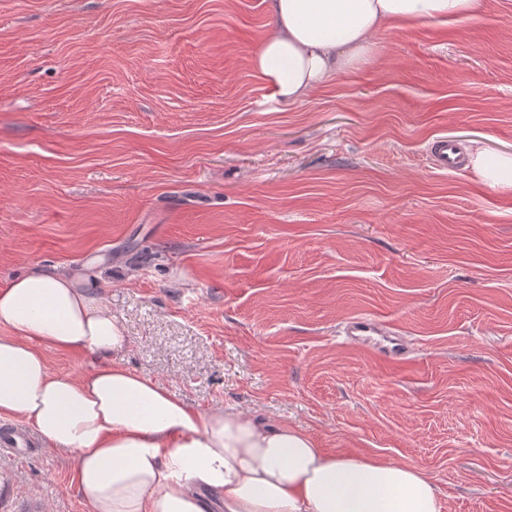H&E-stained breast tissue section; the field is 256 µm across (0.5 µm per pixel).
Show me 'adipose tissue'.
<instances>
[{"instance_id":"adipose-tissue-1","label":"adipose tissue","mask_w":512,"mask_h":512,"mask_svg":"<svg viewBox=\"0 0 512 512\" xmlns=\"http://www.w3.org/2000/svg\"><path fill=\"white\" fill-rule=\"evenodd\" d=\"M272 31L252 58L285 103L369 59L376 33L411 21L476 18L482 0H267ZM483 183L512 190V153L473 144ZM0 414L72 454L91 512H442L417 466L336 456L306 433L228 405L205 412L137 374L117 317L77 274L31 271L0 284ZM88 353L77 377L43 348Z\"/></svg>"}]
</instances>
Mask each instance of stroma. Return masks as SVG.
Wrapping results in <instances>:
<instances>
[{"mask_svg": "<svg viewBox=\"0 0 512 512\" xmlns=\"http://www.w3.org/2000/svg\"><path fill=\"white\" fill-rule=\"evenodd\" d=\"M270 30L266 0H0V283L83 274L191 407L512 512V192L426 153L512 152V0L384 30L293 104L252 68ZM357 315L411 362L338 336ZM73 470L34 432L0 455L41 512H89ZM430 159L435 168L443 172H463L468 167L457 143L447 137L438 138L431 144ZM338 333L340 336H345L360 344L374 343L375 352L389 362L405 361L411 353L410 344L404 336H400L373 316L360 315L344 321ZM374 336H386L389 345L376 346Z\"/></svg>", "mask_w": 512, "mask_h": 512, "instance_id": "stroma-1", "label": "stroma"}]
</instances>
